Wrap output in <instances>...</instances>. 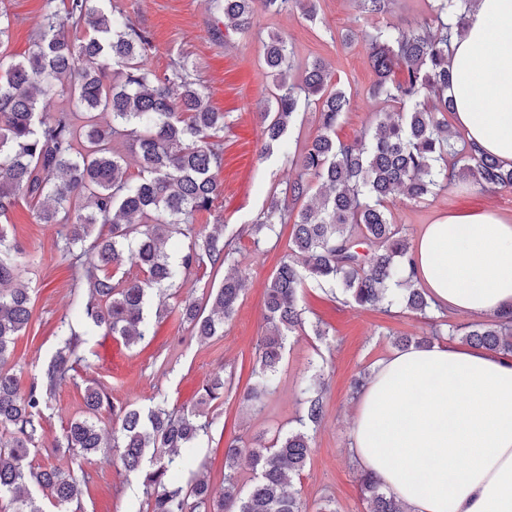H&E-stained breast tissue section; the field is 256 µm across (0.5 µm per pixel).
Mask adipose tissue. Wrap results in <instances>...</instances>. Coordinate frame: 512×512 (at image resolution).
<instances>
[{
	"label": "adipose tissue",
	"mask_w": 512,
	"mask_h": 512,
	"mask_svg": "<svg viewBox=\"0 0 512 512\" xmlns=\"http://www.w3.org/2000/svg\"><path fill=\"white\" fill-rule=\"evenodd\" d=\"M450 68L468 139L512 165V0L468 12ZM413 252L440 305L512 314V221L451 213ZM351 437V453L409 512H512V356L455 342L393 354L360 393Z\"/></svg>",
	"instance_id": "ef3b65f1"
}]
</instances>
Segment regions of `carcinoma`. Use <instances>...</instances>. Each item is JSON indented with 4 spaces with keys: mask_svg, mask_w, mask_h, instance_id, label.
<instances>
[{
    "mask_svg": "<svg viewBox=\"0 0 512 512\" xmlns=\"http://www.w3.org/2000/svg\"><path fill=\"white\" fill-rule=\"evenodd\" d=\"M230 34L252 30L260 11L298 12L313 22L316 0H216ZM392 0H359L368 29L362 36L376 80L371 95L406 111L379 116L352 142L336 137L350 94L332 83L322 60L300 63L287 37L272 33L263 42L262 63L271 78L272 100L261 113L263 153H280L296 177L268 196L256 219L240 233H204L196 215L210 212L222 190L224 113L192 77L183 59L159 75L144 66L151 33L134 25L120 0H46L28 56L9 51L11 16L0 11V218L22 199L37 221L55 231L54 245L73 270H82L88 297L81 308L84 330L68 337L27 385L9 367L15 339L32 319L30 289L18 280L24 254L7 225L0 223V502L10 512H44L30 487L47 491L57 512H83L81 482L57 468L34 467L40 420L57 389L87 362L84 337L101 331L134 345L152 333L145 315L151 293L187 281L200 269L235 260L239 234L255 245L278 224L293 225L279 266L265 284L266 327L256 344V383L241 401L256 406L272 393L288 336L305 330L299 294L309 281L330 284L345 302L363 309L393 308L428 318L431 302L417 279L410 239L392 222L386 203L397 193L421 202L455 179H471L487 190L512 187V167L481 153L458 135L445 114L454 111L448 94V54L462 35L465 14L478 0H432L428 21L406 27L379 25ZM315 107L317 133L292 149L288 132L300 112ZM112 113L102 126L94 112ZM133 158L137 174L128 173ZM301 203L300 208L288 201ZM188 239L185 246L179 237ZM136 266L144 278L117 276ZM247 286L242 274L224 277L205 301L188 296L178 304L181 321L199 341L224 332ZM471 346L512 355V319L498 317L464 328L448 325ZM441 332L402 336L399 347L421 348ZM300 393L305 414L300 428L268 448L250 451L257 471L249 491L239 487L236 465L243 449H224V482L217 486L199 468L186 484L176 470L191 461L188 450L211 439L213 419L202 407L224 398V377L216 374L199 390L198 402L168 407L161 395L147 407L116 405L97 385L84 389L86 414L68 423L60 447L83 456L102 448L98 414L117 424L112 447L121 449L125 469L141 482L149 512H304L299 494L288 490L306 467L310 431L324 414V373L310 364ZM357 482L368 512H407L362 471Z\"/></svg>",
    "mask_w": 512,
    "mask_h": 512,
    "instance_id": "cac0c4a2",
    "label": "carcinoma"
}]
</instances>
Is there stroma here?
Here are the masks:
<instances>
[{"label":"stroma","mask_w":512,"mask_h":512,"mask_svg":"<svg viewBox=\"0 0 512 512\" xmlns=\"http://www.w3.org/2000/svg\"><path fill=\"white\" fill-rule=\"evenodd\" d=\"M123 2L133 22L153 35L148 67L160 73L171 60L184 57L198 84L224 113V165L219 173L224 193L215 211L197 215V227L211 230L222 225L227 232L237 233L256 219L270 192L284 189L295 177L278 154L263 157L258 153L259 112L269 102L272 89L261 63V41L269 33L287 34L300 62L321 59L335 82L351 90L349 108L336 130L340 139H354L376 113L399 109L398 104L370 96L375 75L363 42L345 46L339 40L342 33L366 26L358 0H318L319 19L314 23L297 12L259 15L250 34L234 36L227 46L212 36L211 27L219 17L213 0ZM44 6L45 0H0V8L13 19L10 49L15 54L28 53ZM388 207L393 223L402 225L415 240L427 224L460 211H492L512 220V188L485 191L473 184H458L421 203L400 195ZM7 218L12 237L24 249L26 262L20 279L31 288L33 299L32 324L16 339L10 361L25 381L39 373L55 353L60 327L78 324L86 285L61 260L53 228L37 223L25 202L16 203ZM291 236L288 224L277 226L275 235L258 246L250 237L239 235L236 268L247 276L249 286L223 335L199 341L179 319L178 297L201 298L214 278L209 272L191 276L179 288L177 298L153 300V307H166L167 312L155 324L154 335L141 344L129 348L110 336L88 337L83 346L88 361L78 366L74 380L59 388L45 410L40 451L34 458L37 465L85 478L84 512H129L131 506L145 502L139 482L121 463L119 449L82 457L58 446L68 422L84 413L82 395L87 384L96 383L119 405L146 406L162 394L169 407L178 408L194 402L207 378L223 375L224 400L209 410L214 419L212 438L193 450L195 464L205 465L211 481L218 485L224 479V448L229 443L264 448L298 428L304 413L298 388L312 361L323 365L329 392L323 420L311 433L307 465L294 487L308 512H316L327 500L335 502L336 512H367L356 481L360 465L350 451L356 415L351 380L394 354V336L421 334L424 323L408 312L390 317L333 300L326 286L304 288L300 300L305 317L326 323L328 336H315L309 329L290 335L277 390L264 397L262 410L244 407L239 395L254 382L255 345L265 328L264 285L287 253Z\"/></svg>","instance_id":"35a3bbf8"}]
</instances>
